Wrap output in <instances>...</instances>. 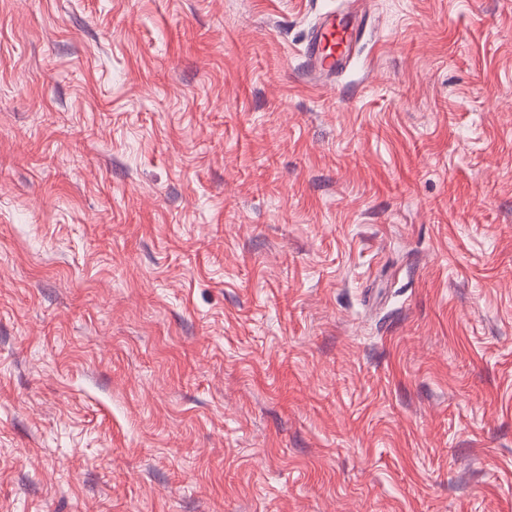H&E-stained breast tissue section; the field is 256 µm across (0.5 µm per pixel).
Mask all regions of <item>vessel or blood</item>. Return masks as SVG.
<instances>
[{
    "label": "vessel or blood",
    "instance_id": "1",
    "mask_svg": "<svg viewBox=\"0 0 512 512\" xmlns=\"http://www.w3.org/2000/svg\"><path fill=\"white\" fill-rule=\"evenodd\" d=\"M365 15H323L311 31L304 49L307 68L319 76H333L348 69L362 38Z\"/></svg>",
    "mask_w": 512,
    "mask_h": 512
}]
</instances>
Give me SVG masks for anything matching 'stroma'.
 I'll return each mask as SVG.
<instances>
[{"label":"stroma","mask_w":512,"mask_h":512,"mask_svg":"<svg viewBox=\"0 0 512 512\" xmlns=\"http://www.w3.org/2000/svg\"><path fill=\"white\" fill-rule=\"evenodd\" d=\"M0 0V512H512V0ZM365 24V14L348 12L341 15H323L305 44L304 60L307 68L312 73L325 77L346 71L362 38Z\"/></svg>","instance_id":"obj_1"}]
</instances>
